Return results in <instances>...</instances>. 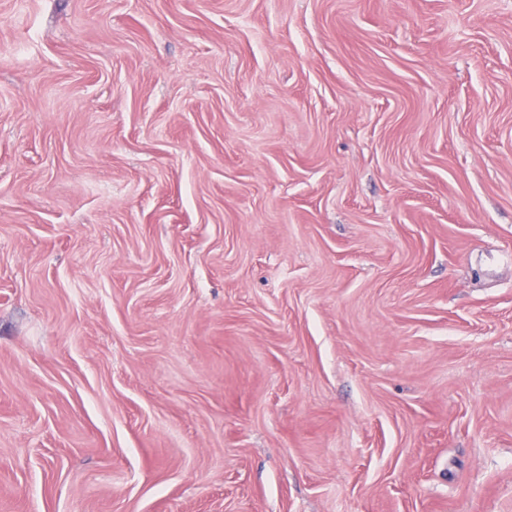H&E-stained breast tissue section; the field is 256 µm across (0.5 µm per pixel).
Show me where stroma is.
<instances>
[{
    "mask_svg": "<svg viewBox=\"0 0 512 512\" xmlns=\"http://www.w3.org/2000/svg\"><path fill=\"white\" fill-rule=\"evenodd\" d=\"M512 0H0V512H512Z\"/></svg>",
    "mask_w": 512,
    "mask_h": 512,
    "instance_id": "stroma-1",
    "label": "stroma"
}]
</instances>
